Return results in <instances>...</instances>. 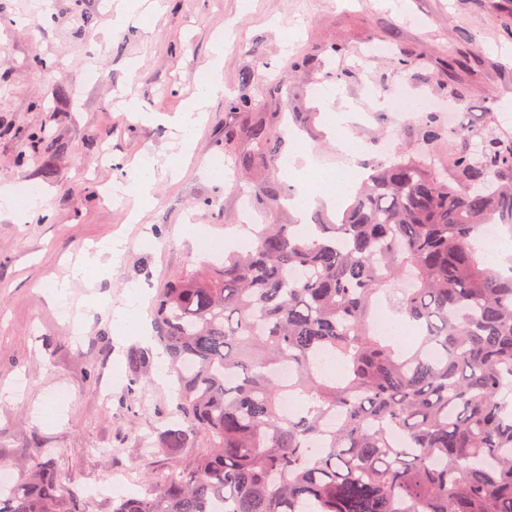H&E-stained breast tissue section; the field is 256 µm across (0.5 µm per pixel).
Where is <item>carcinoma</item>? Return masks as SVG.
I'll return each instance as SVG.
<instances>
[{
    "mask_svg": "<svg viewBox=\"0 0 512 512\" xmlns=\"http://www.w3.org/2000/svg\"><path fill=\"white\" fill-rule=\"evenodd\" d=\"M247 138L235 164L274 201L284 141L263 119ZM420 138V153L372 167L336 223L266 224L224 266L159 291L153 339L178 420L160 433L167 469L112 512H512V269L475 247L482 224L512 231V134L446 132L426 112ZM406 278L387 307L413 338L393 344L373 298ZM325 356L337 374L321 372ZM283 362L297 368L288 386ZM152 363L130 351V386ZM287 395L298 408L282 409ZM193 438L205 450L186 462ZM0 512L88 505L45 454L0 489Z\"/></svg>",
    "mask_w": 512,
    "mask_h": 512,
    "instance_id": "cac0c4a2",
    "label": "carcinoma"
}]
</instances>
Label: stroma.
<instances>
[{"label":"stroma","mask_w":512,"mask_h":512,"mask_svg":"<svg viewBox=\"0 0 512 512\" xmlns=\"http://www.w3.org/2000/svg\"><path fill=\"white\" fill-rule=\"evenodd\" d=\"M119 3L0 0V186L25 181L44 192L40 214L22 222L0 215V461L15 473L53 454L92 512H112L100 491L107 477L119 478V492L137 494L142 475L167 465L162 448H140L173 409L170 382L159 376L166 364L155 360L131 389L127 354L144 341L122 333L115 310L220 264L223 250L202 252L197 229L221 239L233 224L297 221L284 202L252 203L232 170H212L225 152L248 150L254 118H276L285 140L279 179L290 189L316 172L355 185L376 163L369 152L336 166L325 114L347 102L379 113L353 137H389L407 151L419 147V123L397 127L385 115L393 88L462 108L465 123L512 109V0H145L126 24L116 21ZM218 41L224 93L204 106L185 156L173 128L137 115L182 111ZM381 46L390 55H379ZM399 58L411 68L396 67ZM91 70L100 76L94 85L85 81ZM326 82L337 97L318 96ZM239 97L251 108L230 109ZM42 129L47 139L32 141ZM23 154L31 160L17 166ZM144 154L154 190L131 224L127 201H111L105 188ZM115 238L124 239V253L74 282L66 300L73 315L62 319L48 288ZM60 391L68 394L61 402Z\"/></svg>","instance_id":"35a3bbf8"}]
</instances>
